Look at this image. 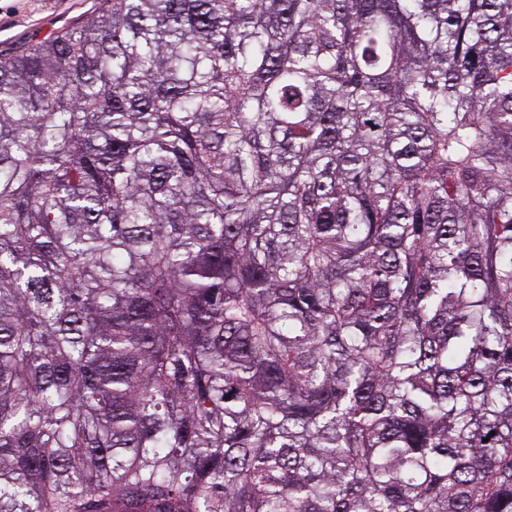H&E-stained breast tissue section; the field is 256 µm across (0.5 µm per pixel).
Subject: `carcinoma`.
Returning <instances> with one entry per match:
<instances>
[{
    "label": "carcinoma",
    "instance_id": "obj_1",
    "mask_svg": "<svg viewBox=\"0 0 512 512\" xmlns=\"http://www.w3.org/2000/svg\"><path fill=\"white\" fill-rule=\"evenodd\" d=\"M0 512H512V0L0 55Z\"/></svg>",
    "mask_w": 512,
    "mask_h": 512
}]
</instances>
